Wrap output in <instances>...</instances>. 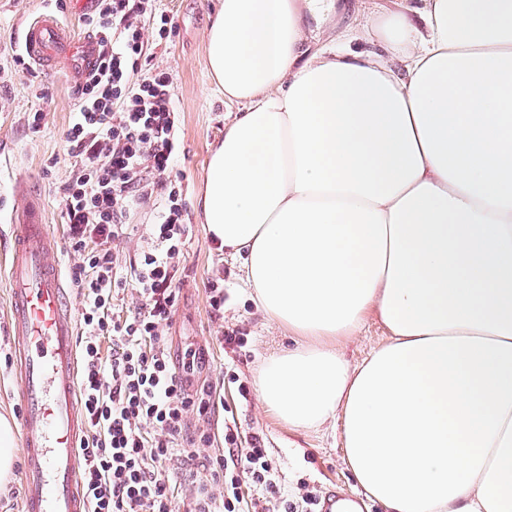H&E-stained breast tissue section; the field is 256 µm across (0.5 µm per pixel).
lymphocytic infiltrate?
I'll list each match as a JSON object with an SVG mask.
<instances>
[{
  "instance_id": "f902f5d3",
  "label": "lymphocytic infiltrate",
  "mask_w": 512,
  "mask_h": 512,
  "mask_svg": "<svg viewBox=\"0 0 512 512\" xmlns=\"http://www.w3.org/2000/svg\"><path fill=\"white\" fill-rule=\"evenodd\" d=\"M147 22L159 38L169 36L173 20L155 0H97L87 23L99 38V62L78 89L66 135L76 170L63 189L62 213L83 299L80 398L89 433L79 453L89 512H174L164 472L177 455L207 472L184 512H242L245 485L272 512H317L316 493L294 501L281 492L259 436L243 448L237 428L225 427L223 454L203 458L197 447L207 435L185 434L188 412L207 411L213 390L188 391L167 346L176 261L189 226L169 177L179 146L172 79L151 64ZM156 200L162 207L151 226L153 246L124 264L113 243L127 233L131 211ZM129 287L139 306L114 316Z\"/></svg>"
}]
</instances>
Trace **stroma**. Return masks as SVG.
<instances>
[{
  "label": "stroma",
  "mask_w": 512,
  "mask_h": 512,
  "mask_svg": "<svg viewBox=\"0 0 512 512\" xmlns=\"http://www.w3.org/2000/svg\"><path fill=\"white\" fill-rule=\"evenodd\" d=\"M221 2L158 0L159 10L173 18L175 28L164 40L152 28L144 30L154 66L170 73L173 80L180 125L173 172L182 178L190 226L177 261L180 293L167 330L168 350L177 364L187 351H195L199 362L192 380L215 387L221 399L205 414L189 412L187 430L209 434V443L199 451L216 456L224 451L225 423L236 422L241 444H248L252 434L262 437L282 492L295 496L303 486L320 495L331 491L339 499L358 502L359 512H385L366 496L347 468L340 431L302 432L260 407L256 377L263 357L294 348L298 340L269 321L251 301L244 288L241 259L219 250L194 206L210 149L223 138L230 114L224 91L212 80L206 60L205 34ZM359 6V0H338L326 17L305 16L315 45H334L337 35L353 25ZM42 13L55 15L72 31L88 30L85 15L73 0H0V415L12 420L19 413V385L11 374L4 275L12 244L9 218L18 203L16 178L27 179L41 193L65 278H72L78 263L68 249L62 218V188L74 166L66 134L77 102L76 88L68 84L64 70L48 73L31 62L20 69L12 61L13 55L23 51L26 21ZM37 111L43 112L44 119L35 132L29 121ZM214 285L224 290L220 311L210 305ZM227 334L233 336V343L224 342Z\"/></svg>",
  "instance_id": "stroma-1"
}]
</instances>
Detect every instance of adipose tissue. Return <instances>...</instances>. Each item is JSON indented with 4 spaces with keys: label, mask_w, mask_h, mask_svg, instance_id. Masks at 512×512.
<instances>
[{
    "label": "adipose tissue",
    "mask_w": 512,
    "mask_h": 512,
    "mask_svg": "<svg viewBox=\"0 0 512 512\" xmlns=\"http://www.w3.org/2000/svg\"><path fill=\"white\" fill-rule=\"evenodd\" d=\"M332 7L224 0L206 33L236 111L196 207L301 340L259 402L341 423L388 512H512V0H399L312 48L302 14ZM371 315L388 340L350 366L340 341Z\"/></svg>",
    "instance_id": "adipose-tissue-1"
}]
</instances>
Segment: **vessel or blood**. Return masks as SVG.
<instances>
[{
	"label": "vessel or blood",
	"mask_w": 512,
	"mask_h": 512,
	"mask_svg": "<svg viewBox=\"0 0 512 512\" xmlns=\"http://www.w3.org/2000/svg\"><path fill=\"white\" fill-rule=\"evenodd\" d=\"M25 48L44 70L63 64L75 77L95 66L100 50L96 38L75 34L50 14L28 22ZM17 196L8 288L25 509L88 512L77 452L87 425L79 405L75 318L65 301L57 243L43 206L26 186H18Z\"/></svg>",
	"instance_id": "b4317fda"
}]
</instances>
